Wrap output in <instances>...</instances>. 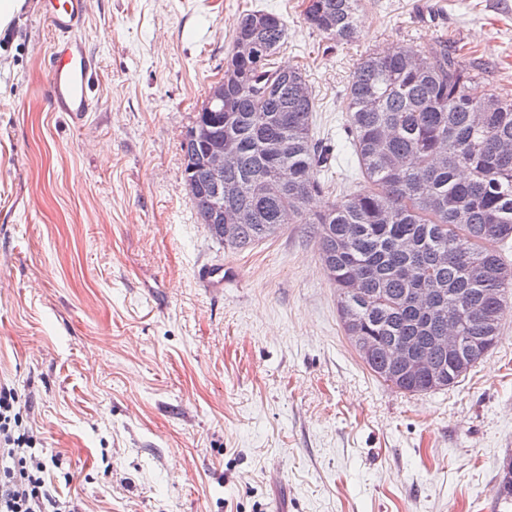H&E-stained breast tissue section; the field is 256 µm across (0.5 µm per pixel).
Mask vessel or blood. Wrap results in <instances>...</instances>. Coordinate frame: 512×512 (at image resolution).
<instances>
[{
    "instance_id": "b4317fda",
    "label": "vessel or blood",
    "mask_w": 512,
    "mask_h": 512,
    "mask_svg": "<svg viewBox=\"0 0 512 512\" xmlns=\"http://www.w3.org/2000/svg\"><path fill=\"white\" fill-rule=\"evenodd\" d=\"M88 4L89 0H48L45 10L57 34L48 61L52 108L69 113L78 122L97 108L93 95L96 59L81 34Z\"/></svg>"
}]
</instances>
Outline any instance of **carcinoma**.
Returning a JSON list of instances; mask_svg holds the SVG:
<instances>
[{
  "label": "carcinoma",
  "mask_w": 512,
  "mask_h": 512,
  "mask_svg": "<svg viewBox=\"0 0 512 512\" xmlns=\"http://www.w3.org/2000/svg\"><path fill=\"white\" fill-rule=\"evenodd\" d=\"M361 0H304V20L325 38L358 31ZM288 39L276 14L245 13L224 62V111L205 97L182 144V175L198 223L224 247L242 251L292 224H308L336 288L346 336L377 343L360 358L373 375L407 394L455 386L499 342L512 304V265L499 245L512 241V92L491 93L478 66H464L444 38L361 57L346 89L348 133L369 187L325 210L310 199L331 190L319 175L330 149L313 132L315 97L298 68L272 57ZM224 136L236 163L224 168L225 229L213 223L219 199L206 167L207 138ZM283 142L281 154L268 143ZM422 288H443L432 314L412 308ZM478 305L490 318L465 328L482 351L443 358L434 336L456 323L448 302ZM420 341L424 370L409 375L387 360L398 338Z\"/></svg>",
  "instance_id": "obj_1"
}]
</instances>
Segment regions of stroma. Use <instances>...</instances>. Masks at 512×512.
<instances>
[{"label":"stroma","mask_w":512,"mask_h":512,"mask_svg":"<svg viewBox=\"0 0 512 512\" xmlns=\"http://www.w3.org/2000/svg\"><path fill=\"white\" fill-rule=\"evenodd\" d=\"M250 11L288 25L274 61L305 71L341 194L364 186L344 94L365 52L445 37L512 90V0H364L337 44L302 0H93L77 125L25 0L0 36V382L48 485L75 512H512V306L458 386L411 396L352 348L307 225L233 253L198 224L180 144ZM220 264L239 281L199 287Z\"/></svg>","instance_id":"stroma-1"}]
</instances>
